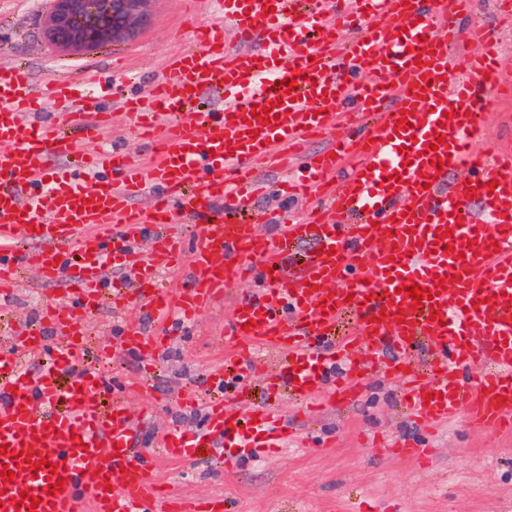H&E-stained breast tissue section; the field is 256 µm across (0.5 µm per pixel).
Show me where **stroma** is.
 Returning <instances> with one entry per match:
<instances>
[{
  "mask_svg": "<svg viewBox=\"0 0 512 512\" xmlns=\"http://www.w3.org/2000/svg\"><path fill=\"white\" fill-rule=\"evenodd\" d=\"M50 8L51 0H0V64L26 65L40 91L64 78L82 94L88 69L124 57V72L116 77V95L110 102L112 126L102 139L136 161L150 162L152 152L137 139L135 119L123 111L121 97L146 91L160 77L165 59L192 43L182 15L190 8L199 21H210L211 0H149L147 19L133 39L84 55L60 53L46 42ZM296 167L287 158L264 168L261 176L268 191L245 206L249 213L263 215L257 229L266 236H274L284 219L300 218L319 205L314 197L290 198L276 191V183ZM253 289L250 283H232L223 298L196 321L184 324L152 356L127 351L122 338L130 328L154 331L139 304L115 314L101 301L80 322L89 341V367L102 368L115 386L154 364L148 390L130 399L128 407L133 417L146 420L139 441L154 452L165 492L223 496L224 512H358L364 503L370 512H512V434L473 424L463 409L434 429H421L404 409L398 384L378 370L368 373L355 401L328 404L310 414L290 391L270 396L261 373L244 375L242 387H225L227 407L239 413L272 408L293 429V438L271 457L251 451L232 470L225 469L219 448H199L192 463L165 457L155 442L157 432L196 428L181 397L192 391L201 401L209 400L205 375L224 358L218 339L225 319L236 301ZM57 300L74 302L67 281L46 284L36 268L22 266L13 306L0 309V341L12 344L35 323L45 304ZM405 440L427 448V458L408 460L381 449L382 444Z\"/></svg>",
  "mask_w": 512,
  "mask_h": 512,
  "instance_id": "obj_1",
  "label": "stroma"
}]
</instances>
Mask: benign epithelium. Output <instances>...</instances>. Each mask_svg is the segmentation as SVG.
<instances>
[{"label": "benign epithelium", "instance_id": "benign-epithelium-1", "mask_svg": "<svg viewBox=\"0 0 512 512\" xmlns=\"http://www.w3.org/2000/svg\"><path fill=\"white\" fill-rule=\"evenodd\" d=\"M148 0H53L45 38L54 48L84 54L130 39L145 18Z\"/></svg>", "mask_w": 512, "mask_h": 512}]
</instances>
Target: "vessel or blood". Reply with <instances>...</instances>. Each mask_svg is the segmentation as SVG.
Segmentation results:
<instances>
[{"mask_svg": "<svg viewBox=\"0 0 512 512\" xmlns=\"http://www.w3.org/2000/svg\"><path fill=\"white\" fill-rule=\"evenodd\" d=\"M216 19L193 22L196 46L171 56L162 77L124 104L135 114L154 155L143 165L99 147L110 114L100 101L113 90L111 73H89L91 96L75 98L65 81L36 93L26 66L0 65V305L9 303L20 265L38 266L46 282L69 280L87 296L109 288L113 305L140 304L162 326L137 333L149 350L175 322H190L222 296L232 280L256 290L235 306L224 327L230 345L213 387L251 370L254 349H269L277 375L310 402L325 393L350 400L359 383L329 385L336 353L389 352L385 374L405 387L407 406L422 427L466 408L471 421L512 430V153L475 154L495 93L512 91L498 67L494 30L476 27L482 51L467 71L453 73L452 50L464 33L448 26L429 38L436 15L470 0H214ZM232 25L236 46L224 42ZM261 50H252L254 42ZM368 73L365 83L348 72ZM295 79L293 90L284 82ZM216 93L215 112L191 106ZM65 113L78 137L35 121L44 104ZM271 107L261 123L253 107ZM405 128H397L399 119ZM330 132V149L309 155L310 139ZM298 168L284 184L290 195L318 196L311 224L279 225L276 237L253 224L206 215L214 200L243 204L260 188L259 162L283 157ZM65 158L68 168L50 173ZM441 166H432V159ZM401 181L389 184L390 175ZM153 189L150 207L131 200ZM48 212H41L42 200ZM197 219L196 245L184 251L168 229L173 208ZM447 237H439V230ZM154 238L133 283L107 282L111 264L133 260L134 241ZM79 269L69 279L70 269ZM165 269L182 271L178 288L161 284ZM420 285V298L404 287ZM84 307L48 304L42 324L59 331L55 345L25 338L23 355L0 353V465L15 478L0 482V512H28L21 492L38 497L36 512H222L218 499L185 501L158 488L155 457L142 448L139 423L123 393L108 394L86 365L87 342L77 326ZM490 368L478 385L449 382L483 355ZM432 352L428 364L410 357L415 342ZM45 358L42 371L23 356ZM68 382L58 387L57 372ZM286 428L270 412L238 415L223 400L207 405L205 432L172 430L160 442L189 461L202 438L220 439L224 465L261 448L276 453ZM47 465L33 470V463ZM64 478L51 489L50 475Z\"/></svg>", "mask_w": 512, "mask_h": 512, "instance_id": "1", "label": "vessel or blood"}]
</instances>
